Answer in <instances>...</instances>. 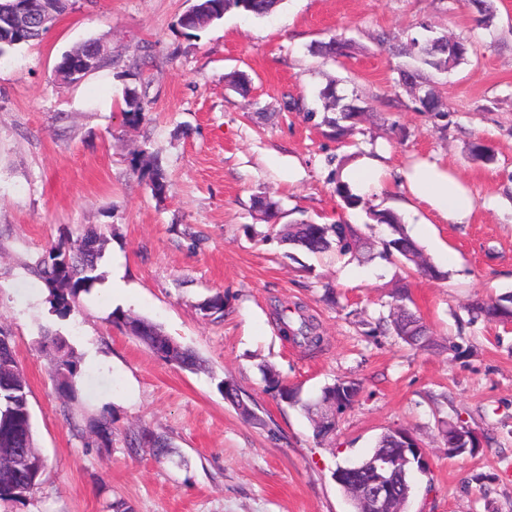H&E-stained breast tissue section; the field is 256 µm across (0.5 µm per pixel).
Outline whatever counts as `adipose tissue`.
Here are the masks:
<instances>
[{
    "mask_svg": "<svg viewBox=\"0 0 512 512\" xmlns=\"http://www.w3.org/2000/svg\"><path fill=\"white\" fill-rule=\"evenodd\" d=\"M403 178L411 201L425 205L444 222H468L473 210V198L467 187L446 167L435 162H424L405 172Z\"/></svg>",
    "mask_w": 512,
    "mask_h": 512,
    "instance_id": "ef3b65f1",
    "label": "adipose tissue"
}]
</instances>
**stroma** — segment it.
Wrapping results in <instances>:
<instances>
[{"mask_svg":"<svg viewBox=\"0 0 512 512\" xmlns=\"http://www.w3.org/2000/svg\"><path fill=\"white\" fill-rule=\"evenodd\" d=\"M191 4L72 0L40 41L0 57V330L29 387L45 461L26 501L0 503V512H104L116 498L133 512H352L333 473L391 429L408 431L431 463L413 478L407 512H512V328L465 310L512 292V0H493L485 24L460 0H283L268 17L231 11L188 32L179 19ZM427 31L473 48L465 63L428 77L447 106L441 114L420 111L399 81L404 44ZM334 36L352 44L339 63L312 51ZM90 40L113 65L63 81L62 54ZM234 76L246 78L247 93L231 89ZM331 81L366 108L339 141L319 117L318 93ZM129 86L149 108L135 127L122 112ZM478 140L493 162L472 160ZM142 148L166 173L163 197L134 164ZM376 154L386 175L347 207L344 165ZM420 160L445 163L468 187V223L406 209L396 173ZM261 197L276 204V224L256 209ZM372 209L399 213L445 279L379 259L294 254L278 235L302 219L342 220L376 244L390 230L369 221ZM90 225L104 235L101 280L62 317L36 264ZM116 272L130 299L106 290ZM404 278L429 348L368 333ZM328 287L338 305L323 301ZM216 295L220 317L202 309ZM280 305L313 318L322 350L284 338ZM117 308L160 325L206 370L181 368L112 325ZM48 334L80 366L72 397L52 380ZM265 366L302 401L338 378L361 392L322 441L306 411L267 391ZM225 381L256 403V419L225 401ZM103 415L114 430L107 446L89 428ZM443 421L477 432L479 451L449 457ZM142 427L167 437L172 454L126 448L125 435Z\"/></svg>","mask_w":512,"mask_h":512,"instance_id":"stroma-1","label":"stroma"}]
</instances>
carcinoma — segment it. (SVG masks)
Wrapping results in <instances>:
<instances>
[{"mask_svg":"<svg viewBox=\"0 0 512 512\" xmlns=\"http://www.w3.org/2000/svg\"><path fill=\"white\" fill-rule=\"evenodd\" d=\"M282 0H196L195 11L180 27L185 30H199L216 20H220L230 11H237L256 18L273 13ZM350 43L333 38L318 47V54L337 60L348 55ZM471 53V44L464 38H448L446 36L410 39L408 57L437 72H446L467 61ZM324 108L336 112V116H326L323 122L333 128L335 135L342 136L349 127L342 125L344 121L356 120L361 116L360 108L342 103L336 95L333 84H327L321 91ZM125 120L130 125H138L147 117L148 108L144 99L135 87L124 91ZM142 176L148 180L153 195L160 197L166 190L165 173L161 165L155 163L147 167ZM369 218L377 224H385L391 230L389 238L383 240L379 257L385 261H403L414 265L420 272L440 279L445 273L430 264H421L422 251L407 235L401 224L400 217L392 210H369ZM285 241L314 255L332 253L338 257L356 251L362 236L353 224L338 221L334 224H317L301 221L290 224L284 233ZM103 239L97 228L89 226L76 239L61 241L42 255L38 261L41 277L48 287L53 308L60 315L69 314L75 307L80 295L90 291L100 279L98 261ZM408 297L407 290H402L393 297L396 312L388 320L378 322V332H390L413 348L425 349L432 345V339L421 317L409 311L403 305ZM512 308V295L504 294L497 298L477 301L471 304L467 313L471 319L484 318L497 321ZM278 320L284 337L292 340L309 351L321 348L323 336L317 327L304 315L293 319L288 308L277 311ZM110 323L123 328L136 336L145 346L168 361H173L184 369L198 371L202 363L193 350L164 334L155 323L135 318L121 309H116L110 316ZM56 351L54 377L58 389L67 397L75 392L79 370L67 350L64 341L51 340ZM266 390L274 393L280 400L296 402V392L282 383L279 376L270 368L263 370ZM360 389L352 380L340 379L323 388L319 400L305 406L311 412L325 402H339L338 410L350 407L349 394L345 390L349 386ZM93 432L101 443L112 440V420L105 416L99 417ZM149 443L159 456L172 453L168 439L144 428L126 440L129 448H136L141 442ZM45 464L41 456L34 450L32 417L28 403V387L20 373L14 345L3 331L0 330V502L20 503L39 484Z\"/></svg>","mask_w":512,"mask_h":512,"instance_id":"carcinoma-1","label":"carcinoma"}]
</instances>
